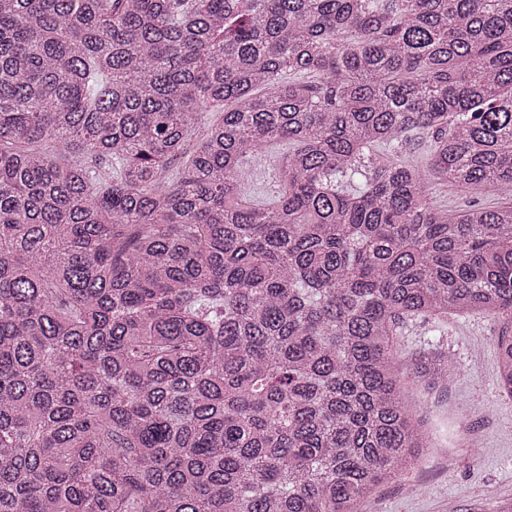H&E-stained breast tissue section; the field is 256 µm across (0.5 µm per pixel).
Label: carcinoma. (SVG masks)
Wrapping results in <instances>:
<instances>
[{
    "label": "carcinoma",
    "instance_id": "cac0c4a2",
    "mask_svg": "<svg viewBox=\"0 0 512 512\" xmlns=\"http://www.w3.org/2000/svg\"><path fill=\"white\" fill-rule=\"evenodd\" d=\"M447 185L512 187V0H0V512H357L418 317L512 399V203ZM282 145H270L258 157H251L246 169L256 176L247 188L261 201H269L275 195V178L272 166L273 157L282 151ZM261 191V192H258ZM512 199V191L507 187H494L487 190L482 196L477 198L471 193L457 188L448 187L447 195L442 200H446L448 209L451 212H460L468 210L473 206L493 207L501 202Z\"/></svg>",
    "mask_w": 512,
    "mask_h": 512
}]
</instances>
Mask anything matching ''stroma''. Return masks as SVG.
Wrapping results in <instances>:
<instances>
[{"label": "stroma", "instance_id": "obj_1", "mask_svg": "<svg viewBox=\"0 0 512 512\" xmlns=\"http://www.w3.org/2000/svg\"><path fill=\"white\" fill-rule=\"evenodd\" d=\"M497 318L479 312L416 318L398 338L400 371L443 344L457 367L447 389L406 384L403 398L435 431L434 445L383 484L360 512H497L512 501V400L497 384Z\"/></svg>", "mask_w": 512, "mask_h": 512}]
</instances>
